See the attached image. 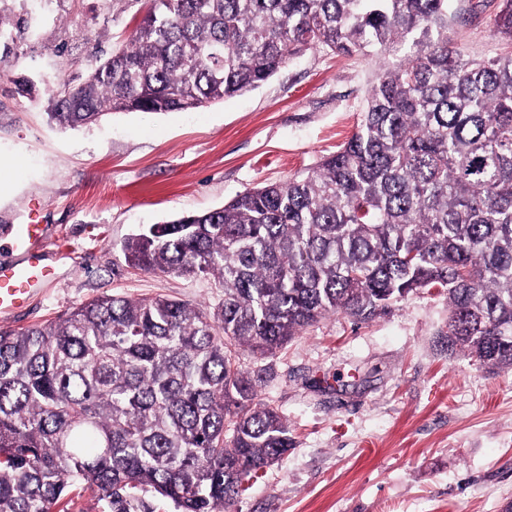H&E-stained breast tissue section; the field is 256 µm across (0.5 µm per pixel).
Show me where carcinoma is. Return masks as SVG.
I'll use <instances>...</instances> for the list:
<instances>
[{"label":"carcinoma","instance_id":"obj_1","mask_svg":"<svg viewBox=\"0 0 512 512\" xmlns=\"http://www.w3.org/2000/svg\"><path fill=\"white\" fill-rule=\"evenodd\" d=\"M450 0H150L127 41L50 98L74 129L114 112H185L258 88L309 50L392 57L355 133L313 170L149 224L135 270L214 281L207 312L104 295L0 330V512H56L82 485L109 512H234L291 447L263 368L328 314L369 322L421 288L448 294V346L512 368V0L500 52L449 35Z\"/></svg>","mask_w":512,"mask_h":512}]
</instances>
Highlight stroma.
Listing matches in <instances>:
<instances>
[{"label": "stroma", "instance_id": "35a3bbf8", "mask_svg": "<svg viewBox=\"0 0 512 512\" xmlns=\"http://www.w3.org/2000/svg\"><path fill=\"white\" fill-rule=\"evenodd\" d=\"M148 0H0V241L31 209L48 226L58 280L0 329L43 325L103 294L166 295L212 309L213 281L136 271L120 245L138 227L224 206L304 174L355 132L375 55L310 52L262 87L189 112H116L61 129L55 88L127 38ZM495 8L455 24L476 57L495 55ZM33 83L32 94L16 83ZM259 400L293 442L240 497L238 512H504L512 505V368L448 349V295L423 290L374 320L331 314L270 358Z\"/></svg>", "mask_w": 512, "mask_h": 512}]
</instances>
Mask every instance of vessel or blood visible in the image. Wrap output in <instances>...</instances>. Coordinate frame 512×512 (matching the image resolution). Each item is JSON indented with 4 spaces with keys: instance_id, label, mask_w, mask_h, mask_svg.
I'll use <instances>...</instances> for the list:
<instances>
[{
    "instance_id": "obj_1",
    "label": "vessel or blood",
    "mask_w": 512,
    "mask_h": 512,
    "mask_svg": "<svg viewBox=\"0 0 512 512\" xmlns=\"http://www.w3.org/2000/svg\"><path fill=\"white\" fill-rule=\"evenodd\" d=\"M46 236L45 225H17L9 239L12 260H0V316L7 317L28 307L44 284L56 281L57 272L47 255L38 249Z\"/></svg>"
}]
</instances>
